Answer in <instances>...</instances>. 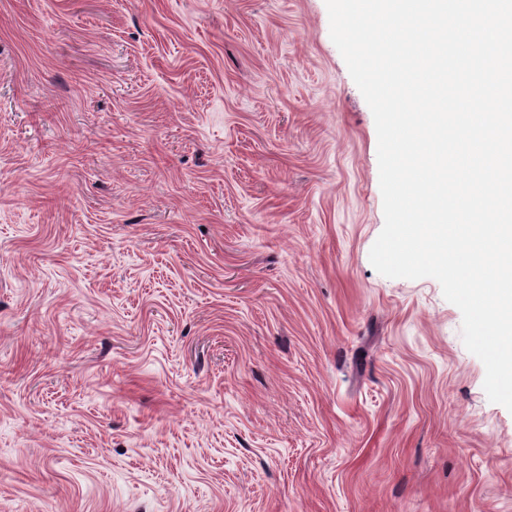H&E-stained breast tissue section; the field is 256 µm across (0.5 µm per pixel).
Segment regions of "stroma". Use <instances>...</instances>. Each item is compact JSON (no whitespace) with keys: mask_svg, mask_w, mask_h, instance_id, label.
<instances>
[{"mask_svg":"<svg viewBox=\"0 0 512 512\" xmlns=\"http://www.w3.org/2000/svg\"><path fill=\"white\" fill-rule=\"evenodd\" d=\"M377 150L325 0H0V512H512Z\"/></svg>","mask_w":512,"mask_h":512,"instance_id":"35a3bbf8","label":"stroma"}]
</instances>
